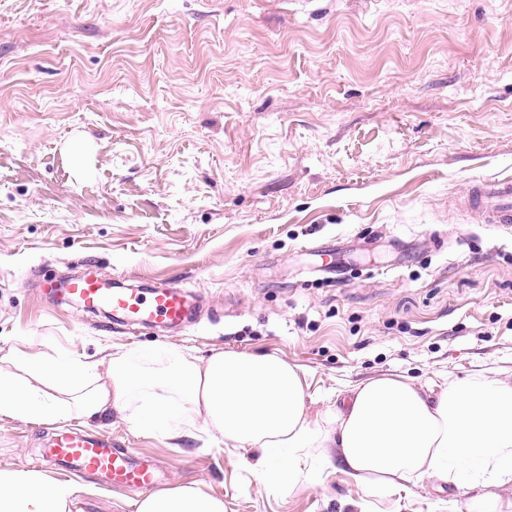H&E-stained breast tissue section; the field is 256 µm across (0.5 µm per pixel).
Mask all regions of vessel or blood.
<instances>
[{
    "instance_id": "b4317fda",
    "label": "vessel or blood",
    "mask_w": 512,
    "mask_h": 512,
    "mask_svg": "<svg viewBox=\"0 0 512 512\" xmlns=\"http://www.w3.org/2000/svg\"><path fill=\"white\" fill-rule=\"evenodd\" d=\"M463 209L478 213L486 224H512V179L478 181L463 199ZM59 293L89 310L111 311L113 321L134 324L183 326L190 313L183 286L116 288L109 280L92 274L73 277L58 287ZM51 457L77 478L101 476L112 484L151 490L161 483L151 460L134 456L128 449L113 447L110 438L92 433H62L55 437Z\"/></svg>"
}]
</instances>
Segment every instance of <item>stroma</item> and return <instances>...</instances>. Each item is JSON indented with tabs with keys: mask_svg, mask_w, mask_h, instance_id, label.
<instances>
[{
	"mask_svg": "<svg viewBox=\"0 0 512 512\" xmlns=\"http://www.w3.org/2000/svg\"><path fill=\"white\" fill-rule=\"evenodd\" d=\"M512 176V0H0V356L270 352L324 413L402 374H512V226L459 208ZM336 273L322 271L323 262ZM178 283V331L43 283ZM224 512H467L473 485L386 493L342 470L265 489L254 448L89 424ZM63 424L0 419V468L65 479ZM73 512H136L90 478Z\"/></svg>",
	"mask_w": 512,
	"mask_h": 512,
	"instance_id": "obj_1",
	"label": "stroma"
}]
</instances>
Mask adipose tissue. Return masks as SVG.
I'll return each instance as SVG.
<instances>
[{
  "mask_svg": "<svg viewBox=\"0 0 512 512\" xmlns=\"http://www.w3.org/2000/svg\"><path fill=\"white\" fill-rule=\"evenodd\" d=\"M0 366V417L41 423L92 421L126 411L140 431L167 439L202 429L228 448H258L256 480L280 491L329 468L359 486L390 489L428 478L465 485L474 464L493 462L491 492L468 512H512L496 486L512 481V376L430 388L380 374L337 392L321 415L302 369L275 353L220 350L192 359L163 347L140 358H78L10 349ZM458 473L449 476V462ZM79 488L38 470L0 469V512H72ZM137 512H224L198 483L147 494Z\"/></svg>",
  "mask_w": 512,
  "mask_h": 512,
  "instance_id": "obj_1",
  "label": "adipose tissue"
}]
</instances>
